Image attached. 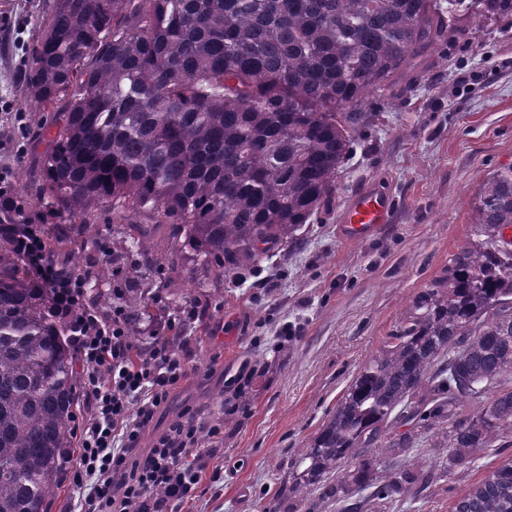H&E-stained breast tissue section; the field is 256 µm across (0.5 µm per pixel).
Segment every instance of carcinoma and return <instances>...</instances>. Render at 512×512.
<instances>
[{"mask_svg": "<svg viewBox=\"0 0 512 512\" xmlns=\"http://www.w3.org/2000/svg\"><path fill=\"white\" fill-rule=\"evenodd\" d=\"M473 7L512 16V0H51L22 80L42 120L21 138L42 152L17 173L40 211L0 196V512H48L74 451L61 293L79 279L97 306L90 278L105 269L70 245L83 239L91 263L132 255L158 270L164 224L171 249L211 270L253 267L336 192L368 97ZM476 210L468 242L308 441L274 512L394 505L436 477L409 455L419 440L448 449L450 472L512 436L511 165L484 180ZM112 299L131 321L146 312L132 283ZM455 509L512 512V463Z\"/></svg>", "mask_w": 512, "mask_h": 512, "instance_id": "cac0c4a2", "label": "carcinoma"}]
</instances>
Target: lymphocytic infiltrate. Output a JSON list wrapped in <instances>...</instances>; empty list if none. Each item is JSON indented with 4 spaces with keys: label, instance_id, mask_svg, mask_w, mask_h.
Instances as JSON below:
<instances>
[{
    "label": "lymphocytic infiltrate",
    "instance_id": "lymphocytic-infiltrate-1",
    "mask_svg": "<svg viewBox=\"0 0 512 512\" xmlns=\"http://www.w3.org/2000/svg\"><path fill=\"white\" fill-rule=\"evenodd\" d=\"M65 296L73 308L70 341L85 364L83 385L92 411L77 425L80 462L66 473L83 512H174L200 480L186 461L199 426L186 418L145 453L139 442L170 389L189 374L187 353L165 336L137 350L121 308L108 319L82 308L78 284ZM117 439L122 448H114Z\"/></svg>",
    "mask_w": 512,
    "mask_h": 512
}]
</instances>
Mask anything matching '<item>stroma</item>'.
<instances>
[{"mask_svg": "<svg viewBox=\"0 0 512 512\" xmlns=\"http://www.w3.org/2000/svg\"><path fill=\"white\" fill-rule=\"evenodd\" d=\"M47 4L0 0L1 174L36 159L18 128L41 114L25 100L20 75ZM446 25L444 39L370 96L335 194L293 241L254 268L217 278L192 250L170 251L161 228L155 243L171 253L162 272L130 262L110 275L113 283L135 280L149 299L150 316L129 330L139 346H149L160 323L197 311L172 339L196 370L170 390L141 441L149 451L181 416L196 415L202 430L190 458L201 478L177 512H271L292 461L347 384L468 240L484 179L512 164V19L468 13ZM370 182L393 193L390 221L368 240L343 242L340 214ZM189 271L196 286L172 301L168 281ZM239 373L247 377L241 387L232 382ZM510 462L512 443L490 448L468 471L383 512H454L460 497Z\"/></svg>", "mask_w": 512, "mask_h": 512, "instance_id": "35a3bbf8", "label": "stroma"}]
</instances>
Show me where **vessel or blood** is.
<instances>
[{
    "instance_id": "obj_1",
    "label": "vessel or blood",
    "mask_w": 512,
    "mask_h": 512,
    "mask_svg": "<svg viewBox=\"0 0 512 512\" xmlns=\"http://www.w3.org/2000/svg\"><path fill=\"white\" fill-rule=\"evenodd\" d=\"M391 210L392 200L388 193L374 186L358 190L341 214L342 239L357 242L372 237L388 223Z\"/></svg>"
}]
</instances>
